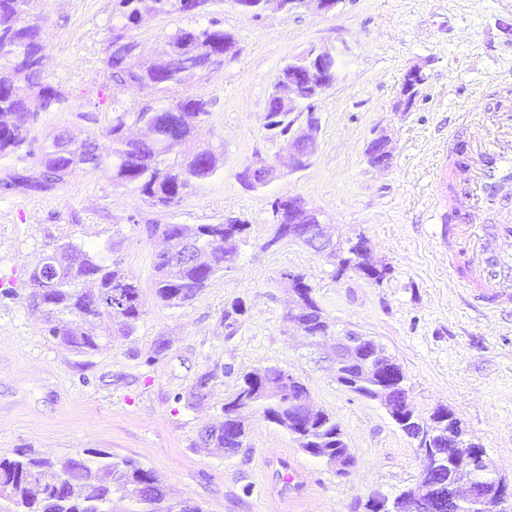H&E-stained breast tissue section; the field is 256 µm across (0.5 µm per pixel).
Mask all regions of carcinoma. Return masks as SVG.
I'll return each mask as SVG.
<instances>
[{
    "label": "carcinoma",
    "mask_w": 512,
    "mask_h": 512,
    "mask_svg": "<svg viewBox=\"0 0 512 512\" xmlns=\"http://www.w3.org/2000/svg\"><path fill=\"white\" fill-rule=\"evenodd\" d=\"M36 0H0V161L12 160L23 167L6 169L0 176V192L17 189L49 191L65 184L79 170L112 169V185L131 187L151 205L164 208L179 203L190 190L204 186L219 170V157L208 146L183 160L170 159L182 152L194 136L197 124L209 114L210 101L186 94L168 100L164 97L130 108L112 99V123L106 135L111 152L96 153L89 140H77L65 132L52 135L42 144L30 136L28 107L35 97L43 112H70L64 92L44 78L40 27L31 19ZM120 24L112 26L111 41H126L127 52L108 57L111 78L118 85L135 83L153 92H164L170 84H184L200 77L199 61L224 60V44L233 34L218 28H180L168 36L158 58L136 59L137 44L132 31L143 14L167 16L195 14L207 0H117ZM279 142L288 140L290 112L278 99L264 113ZM145 127L149 141L126 136L127 121ZM34 160L35 167L24 163ZM275 231L280 240H296L297 225L279 220L272 210ZM168 240L195 245L194 258L179 263L164 251L155 255L157 278L154 295L168 307H182L199 297L211 280L224 271L238 250L247 225L158 224ZM82 251L70 240L58 241L44 252L41 267L30 271L27 296L29 305L39 310L44 331L53 340L78 354H90L107 346L114 336H130L143 313L141 289L137 288L119 263H108L98 254L84 252L75 263L71 256ZM310 336H326L329 319L315 297L305 302L298 317ZM219 367L201 372L187 395L175 396L199 405L211 395ZM286 371L276 365L254 368L242 375L241 383L222 406L224 421L218 427L206 426L200 438L210 448L229 452L244 445L245 422L254 415L284 427L288 418ZM312 434L317 447L336 449L340 426L324 410H319ZM455 480L469 483L489 478L490 471L474 473L470 464L459 461L452 470ZM0 512H203L197 502L174 496L171 487L153 469L131 457L88 448L83 454L63 459L41 456L31 450H18L12 458L0 457Z\"/></svg>",
    "instance_id": "1"
}]
</instances>
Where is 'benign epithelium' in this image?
I'll return each mask as SVG.
<instances>
[{
  "mask_svg": "<svg viewBox=\"0 0 512 512\" xmlns=\"http://www.w3.org/2000/svg\"><path fill=\"white\" fill-rule=\"evenodd\" d=\"M288 111L292 112V128L300 133L291 134L288 142L280 147L275 162L259 160L247 168L245 174L254 186H266L280 174V168L290 172L305 169L315 156L321 120L316 102L339 78V52L334 48L311 49L306 53L288 58ZM425 82V75L418 65L408 68L405 73L400 99L396 108L408 112L415 104L419 88ZM389 140L385 136L375 138L367 152L369 163L375 167L388 165L391 152ZM288 223L298 224L297 239L313 251L323 255L341 254L344 243L335 239L331 225L325 223L322 215L307 208L295 197L288 198ZM306 345L335 364L336 376L350 378L354 384L363 381L373 382L386 393L393 386L404 383V373L398 363L379 347L367 346L370 337L347 331L336 337V344L327 349L318 336L304 337ZM366 352L358 376L350 377L349 370L355 365L358 353ZM383 406L391 418L415 443V452L420 464V474L416 485L400 498L375 496L366 503V512H438L440 501L435 494L437 484L448 478V455L437 447L438 442L448 438L455 448H466L477 471L487 465L486 451L482 446L465 439L458 418L450 414L441 419L424 423L409 413L408 396L399 395L383 401ZM313 413L310 399L300 396L294 402L288 431L294 436H302L303 425ZM473 498L471 484L448 482V509L460 502ZM482 512H508L512 507V483L495 476L484 483L483 493L478 496Z\"/></svg>",
  "mask_w": 512,
  "mask_h": 512,
  "instance_id": "obj_1",
  "label": "benign epithelium"
}]
</instances>
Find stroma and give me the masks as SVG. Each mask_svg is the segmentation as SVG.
Segmentation results:
<instances>
[{
    "instance_id": "stroma-1",
    "label": "stroma",
    "mask_w": 512,
    "mask_h": 512,
    "mask_svg": "<svg viewBox=\"0 0 512 512\" xmlns=\"http://www.w3.org/2000/svg\"><path fill=\"white\" fill-rule=\"evenodd\" d=\"M114 7L115 0H37L44 73L73 109L39 113L30 123L33 137L66 129L94 139L103 153L113 100L136 106L151 99V91L111 79ZM510 19L512 0H341L329 13L308 0L257 18L235 0H208L194 15L145 17L132 32L145 57L181 28L216 21L234 35L235 58L166 92L210 100L198 143L219 146L223 165L170 208L113 187L104 170L77 174L48 192L0 193V456L24 448L50 457L86 448L129 456L204 512H364L371 496L413 487L420 471L413 441L379 402L337 384L331 364L316 361L288 322L284 275L294 272L313 287L333 334L354 329L380 343L405 374L413 410L425 418L440 407L454 412L497 475L512 480V310L472 309L461 283L464 260L448 249L450 227L438 218L448 206H431L432 167L447 159L458 113L491 83L512 82V32L503 27ZM328 46L344 55L338 83L318 103L322 130L311 165L247 188L240 172L259 159L274 161L278 150L263 115L279 68L288 57ZM413 65L426 81L410 111H395ZM79 110L91 120H77ZM381 133L392 148L385 168L366 156ZM284 196L321 211L339 239L364 235L372 260L389 270L383 283L336 276L332 260L298 242L269 246L270 203ZM229 217L248 225L229 268L191 304L171 308L157 300L154 259L166 243L147 225ZM67 239L110 252L144 299L133 335L92 354L45 336L26 299L28 273L47 244ZM236 300L243 314L223 321ZM159 336L171 347L145 365ZM270 364L300 377L314 403L335 418L355 457L348 477L259 416L248 421L236 453L196 445L202 426L222 420L221 407L242 375ZM214 365L224 374L207 403L175 402ZM289 464L309 474V486L288 488Z\"/></svg>"
}]
</instances>
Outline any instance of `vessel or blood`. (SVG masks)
Listing matches in <instances>:
<instances>
[{
	"label": "vessel or blood",
	"instance_id": "vessel-or-blood-1",
	"mask_svg": "<svg viewBox=\"0 0 512 512\" xmlns=\"http://www.w3.org/2000/svg\"><path fill=\"white\" fill-rule=\"evenodd\" d=\"M469 118L487 125L490 137L458 154L456 178L463 190L448 203L457 219L451 243L468 256L464 281L476 285L478 300L503 303L512 300V251L502 248L512 242V225H487L484 215L498 202L500 183L512 182V100L485 92Z\"/></svg>",
	"mask_w": 512,
	"mask_h": 512
}]
</instances>
